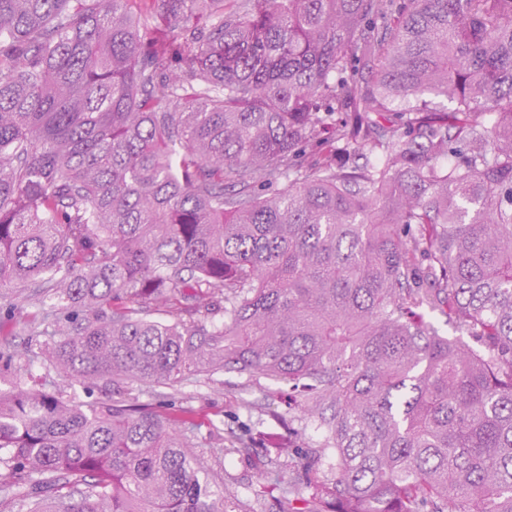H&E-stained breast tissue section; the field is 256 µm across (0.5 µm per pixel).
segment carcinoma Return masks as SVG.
I'll return each mask as SVG.
<instances>
[{"label":"carcinoma","mask_w":512,"mask_h":512,"mask_svg":"<svg viewBox=\"0 0 512 512\" xmlns=\"http://www.w3.org/2000/svg\"><path fill=\"white\" fill-rule=\"evenodd\" d=\"M6 283L123 397L0 390L9 512H241L140 401L222 371L323 430L259 503L512 512V0H0Z\"/></svg>","instance_id":"cac0c4a2"}]
</instances>
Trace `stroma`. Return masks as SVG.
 Segmentation results:
<instances>
[{"mask_svg":"<svg viewBox=\"0 0 512 512\" xmlns=\"http://www.w3.org/2000/svg\"><path fill=\"white\" fill-rule=\"evenodd\" d=\"M0 291L16 307L14 319L0 327V353L13 357L11 368L0 372V387L39 389L48 383L52 373L42 364H28L24 356L30 343L25 316L36 310L38 300L8 286ZM165 393L169 416H178L180 408L190 409L196 425L194 443L198 455L218 474L225 491L244 502L252 497V465L261 459L263 448L253 443L242 453L227 455L222 451L224 441L247 430L281 433L290 427L301 431L306 444L315 445L321 440L320 431L303 419L297 399L284 382L264 378L252 381L234 372H221L166 388Z\"/></svg>","mask_w":512,"mask_h":512,"instance_id":"35a3bbf8","label":"stroma"}]
</instances>
